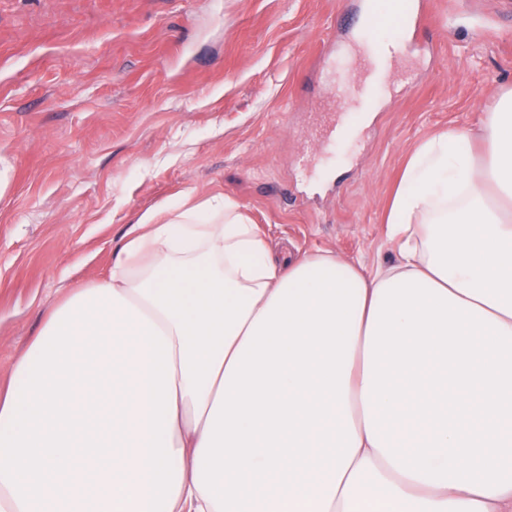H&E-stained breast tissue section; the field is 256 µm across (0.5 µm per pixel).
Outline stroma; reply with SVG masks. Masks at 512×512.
Instances as JSON below:
<instances>
[{"instance_id":"35a3bbf8","label":"stroma","mask_w":512,"mask_h":512,"mask_svg":"<svg viewBox=\"0 0 512 512\" xmlns=\"http://www.w3.org/2000/svg\"><path fill=\"white\" fill-rule=\"evenodd\" d=\"M380 0H0V388L51 302L106 277L145 211L240 204L273 253L397 259L385 213L425 139L512 88V18L429 0L432 71L377 86L361 141L314 159L323 76Z\"/></svg>"}]
</instances>
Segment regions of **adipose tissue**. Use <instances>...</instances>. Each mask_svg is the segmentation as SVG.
<instances>
[{
	"mask_svg": "<svg viewBox=\"0 0 512 512\" xmlns=\"http://www.w3.org/2000/svg\"><path fill=\"white\" fill-rule=\"evenodd\" d=\"M482 136L414 151L384 270L141 215L0 392V512H512V89Z\"/></svg>",
	"mask_w": 512,
	"mask_h": 512,
	"instance_id": "1",
	"label": "adipose tissue"
}]
</instances>
